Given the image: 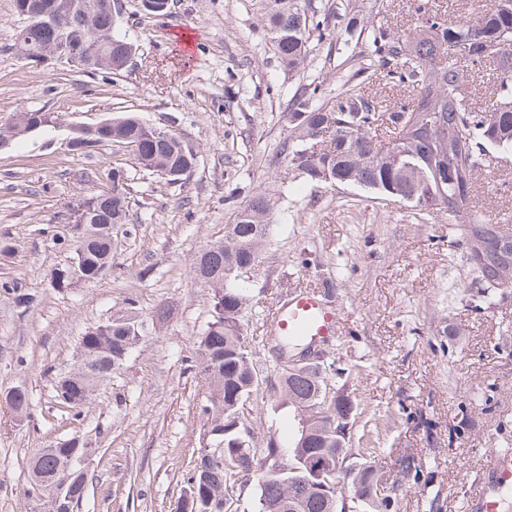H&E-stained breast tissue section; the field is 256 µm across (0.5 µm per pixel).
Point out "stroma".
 Listing matches in <instances>:
<instances>
[{
	"instance_id": "1",
	"label": "stroma",
	"mask_w": 512,
	"mask_h": 512,
	"mask_svg": "<svg viewBox=\"0 0 512 512\" xmlns=\"http://www.w3.org/2000/svg\"><path fill=\"white\" fill-rule=\"evenodd\" d=\"M123 29L139 48L126 72L85 75L65 64L33 67L9 50L24 20L0 0V121L19 111L58 113L92 124L124 112L168 127L199 153L183 183L168 186L132 164L128 151L97 146L76 154L67 132L45 129L0 150V397L28 390L31 415L15 423L0 406V512H43L29 468L33 451L83 436L93 449L89 492L77 512H173L202 446L205 386L195 369L210 295L194 257L221 241L224 227L255 195L270 204L271 235L240 285L246 343L272 359L269 318L302 290L328 292L340 311L325 348L329 381L357 408L352 433L381 424L380 458L390 512H465L486 458L512 449V290L487 292L474 280L459 224L436 212L427 222L406 204L357 187L311 184L277 152L292 134L291 103L303 81L274 52L255 0H174L149 17L123 0ZM326 36L308 44L323 97L358 85L391 103L403 89L363 72L365 36H347L351 18L414 32L416 0H322ZM194 35L196 54L175 37ZM125 170L132 218L109 274L76 290L52 287L69 261L53 234L67 231L69 202L102 190L112 166ZM492 221L512 226V155L493 159L476 182ZM34 297L18 305V293ZM145 337L80 415L63 405L55 378L73 367L79 337L127 303ZM243 412L255 446L287 443L288 410L267 389ZM414 455L418 478L397 459Z\"/></svg>"
}]
</instances>
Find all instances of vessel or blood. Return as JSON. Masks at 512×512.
I'll return each mask as SVG.
<instances>
[{"label":"vessel or blood","mask_w":512,"mask_h":512,"mask_svg":"<svg viewBox=\"0 0 512 512\" xmlns=\"http://www.w3.org/2000/svg\"><path fill=\"white\" fill-rule=\"evenodd\" d=\"M340 313L312 291H302L283 304L270 319L272 332L279 336H299L325 342L332 336ZM512 487V452L495 454L486 476L468 500L470 512H500L497 494Z\"/></svg>","instance_id":"obj_1"}]
</instances>
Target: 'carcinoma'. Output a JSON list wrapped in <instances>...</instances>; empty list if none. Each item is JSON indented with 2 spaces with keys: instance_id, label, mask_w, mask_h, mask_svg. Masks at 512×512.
Segmentation results:
<instances>
[{
  "instance_id": "1",
  "label": "carcinoma",
  "mask_w": 512,
  "mask_h": 512,
  "mask_svg": "<svg viewBox=\"0 0 512 512\" xmlns=\"http://www.w3.org/2000/svg\"><path fill=\"white\" fill-rule=\"evenodd\" d=\"M96 8L76 19L67 42L73 50L91 56L103 50L117 65L130 40L120 31L105 0H90ZM274 50L291 72H305L308 42L314 31L327 30L328 17L315 0H259ZM25 37L9 49L15 56L50 50L61 32L23 15ZM420 25L415 37L362 24L369 32L367 56L386 83L411 89L408 101L386 108L364 90L351 86L315 104L321 83L309 79L290 113L293 138L280 153L288 170L311 183L355 186L393 202L408 203L420 214L443 208L463 225L468 261L483 288L495 280L512 288V246L498 249L499 241L512 236L486 217L476 201V175L490 151L512 154V0H477L473 17L456 23L432 9L428 0L416 6ZM496 58L492 73L493 101L479 111L465 93L467 71ZM21 123L0 125V135L18 142L28 136L32 113H17ZM112 131L88 135L87 141L125 139L134 163L171 186L184 180L197 163V152L187 144L158 131L135 113ZM388 123L397 130L402 150L396 155L380 151L376 128ZM126 175L112 179L99 192L71 204L73 220L56 244L71 253L70 263L51 276L52 286L71 290L94 284L110 269L114 257L109 229L129 221L130 192ZM269 204L253 197L225 225L224 240L200 253L194 274L211 290V317L198 337L197 368L207 386L202 413L208 451L197 455L184 486L188 499H180L176 512H228L229 491L236 483L257 478L258 512H336V494H366L374 482L384 483L376 463L381 430L373 423L358 440L336 447V388L328 373L335 361L327 359L296 373L276 370L278 388L272 389L289 409L301 407L314 422L309 448L324 460L322 470H307L295 449L283 459L273 437L263 448H252L253 465L245 464L236 448L244 437L243 402L257 385L252 377L259 367L245 342L240 317L246 296L238 280L243 268L254 263L269 234ZM144 338V324L133 305L88 328L78 342L77 366L55 380L59 400L72 409L88 405L101 383L111 379ZM7 406L19 420L30 417L32 400L16 388ZM91 451L88 442L71 437L54 448L36 451L30 459L34 483L49 494L46 512H74L73 501L86 495L87 474L75 469L72 459ZM350 459L356 468L349 485L336 486L337 463Z\"/></svg>"
}]
</instances>
